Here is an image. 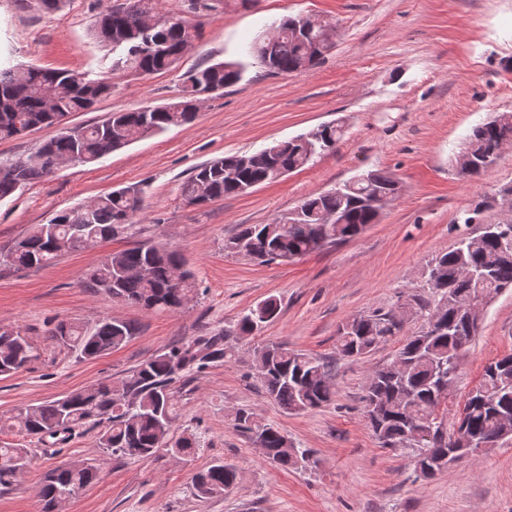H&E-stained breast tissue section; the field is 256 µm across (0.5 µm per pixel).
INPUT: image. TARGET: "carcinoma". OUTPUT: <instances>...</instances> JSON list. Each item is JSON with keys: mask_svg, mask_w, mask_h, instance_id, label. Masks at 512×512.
<instances>
[{"mask_svg": "<svg viewBox=\"0 0 512 512\" xmlns=\"http://www.w3.org/2000/svg\"><path fill=\"white\" fill-rule=\"evenodd\" d=\"M146 16L132 20L127 6L105 11L99 21L100 41L119 51L112 71L146 76L178 68L180 60L198 36V26L183 16L165 15L156 0H141ZM334 25L320 16L290 17L250 44L249 53L268 71L290 74L319 65L334 47ZM244 64L217 62L198 65L182 74L183 95L167 104L133 111L113 112L104 121L75 126L42 145L35 153L11 163H0V201L25 183L55 171V163L73 156L81 164L94 163L105 155L151 133L178 127L196 117L194 103L211 85L232 86L241 80ZM112 90V79L90 80L62 69L0 66V140L16 138L32 128L56 124V116L91 109ZM342 135L339 124L284 141H274L252 154H233L198 166L184 183L182 194L189 204L245 194L301 168L314 157L336 147ZM512 142V112H502L473 127L461 152L467 155L473 178L485 173L499 159V148ZM368 180L349 181L303 199L276 224H246L224 241V250L260 263L292 261L362 233L379 222L381 214L368 204L376 194L392 191L395 179L381 170L366 173ZM130 188L115 190L90 204L62 212L47 224H35L8 250H0V265L16 269L45 268L65 252H76L105 241L130 224L141 208V198H129ZM470 267L489 277L463 281L459 269ZM431 293L412 295L415 314L425 317L421 331L404 338L396 360L369 375L364 397L368 427L384 448H413L414 469L420 473L445 452L455 433H465L479 444L512 434V354L485 366L482 381L468 394L453 426L439 413L448 395L441 393L442 380L457 377L462 350L459 339L473 336L461 309L479 298L493 300L512 288V246L500 239L490 225L474 236L432 259L427 271ZM87 287L112 300L135 302L150 312H175L195 295L196 283L179 254L165 245L137 242L104 254L87 279ZM279 306L273 298L259 302L236 325V336L252 335L273 321ZM403 325L391 313L360 314L339 329L337 350L345 358L363 359L379 345L400 335ZM135 326L124 319L104 317L90 326L60 321L49 330L56 343L79 351L86 360L96 359L124 345ZM230 334L218 333L173 346L142 362L116 383L99 384L62 398L19 409L4 427L40 440L55 439L87 424L100 428L99 447L126 459H147L161 448L194 455L199 443L194 435L172 431L174 392L172 384L184 373H201L234 353ZM33 358L25 335L0 332V376H11ZM256 366L266 393L286 412L299 414L332 402L334 390L328 366L320 359L271 344L257 351ZM434 430L431 440L411 435L409 414ZM234 427L253 444L267 449L278 466L294 467L289 450L302 463L309 451L298 447L280 429L255 413L240 409L232 417ZM27 451L20 445H0V493L7 491L23 471ZM98 478L87 468L49 470L39 490L41 512H59V496H77ZM239 480L238 470L217 462L193 476L200 498L224 494Z\"/></svg>", "mask_w": 512, "mask_h": 512, "instance_id": "cac0c4a2", "label": "carcinoma"}]
</instances>
